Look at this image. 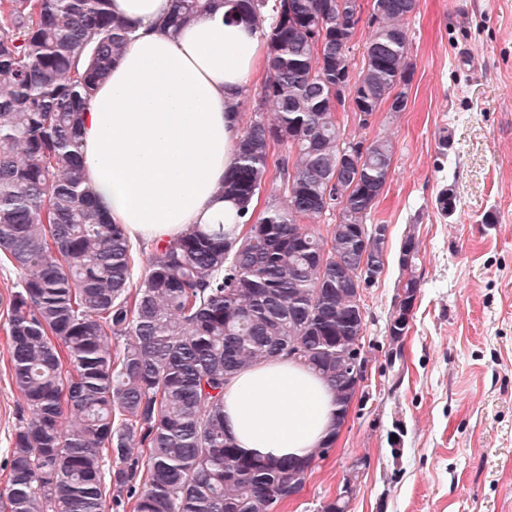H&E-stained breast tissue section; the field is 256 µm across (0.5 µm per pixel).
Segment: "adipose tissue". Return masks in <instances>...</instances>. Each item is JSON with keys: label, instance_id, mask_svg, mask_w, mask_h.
Segmentation results:
<instances>
[{"label": "adipose tissue", "instance_id": "obj_1", "mask_svg": "<svg viewBox=\"0 0 512 512\" xmlns=\"http://www.w3.org/2000/svg\"><path fill=\"white\" fill-rule=\"evenodd\" d=\"M172 0H112L136 32L84 114L85 174L101 211L151 243L198 224L234 223L224 172L236 159L240 104L266 58L259 29L230 20L220 0L170 35ZM333 390L280 358L238 374L224 389V430L246 455L302 457L326 441Z\"/></svg>", "mask_w": 512, "mask_h": 512}]
</instances>
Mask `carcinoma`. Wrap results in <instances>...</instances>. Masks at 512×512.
<instances>
[{
  "mask_svg": "<svg viewBox=\"0 0 512 512\" xmlns=\"http://www.w3.org/2000/svg\"><path fill=\"white\" fill-rule=\"evenodd\" d=\"M261 29L269 108L240 132L224 196L257 221L205 224L154 248L133 279L126 231L96 204L80 163L82 115L127 47L112 0H0V259L20 272L8 302V354L23 406L9 448L0 512H276L292 483L328 454L336 432L304 458L242 454L224 433V388L243 370L292 356L347 412L348 355L363 339L357 282L386 263L385 224H369L395 145L371 140L351 174L333 88L351 73L336 45L364 35L352 86L379 111L411 79L405 27L412 0H230ZM213 0H175L174 34ZM284 154L273 158L271 148ZM346 192L345 211L314 228ZM438 209L457 196L442 189ZM417 235L397 254L393 348L420 294ZM129 338L119 354L112 339Z\"/></svg>",
  "mask_w": 512,
  "mask_h": 512,
  "instance_id": "1",
  "label": "carcinoma"
}]
</instances>
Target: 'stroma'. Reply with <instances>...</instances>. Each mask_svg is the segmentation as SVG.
<instances>
[{
  "label": "stroma",
  "mask_w": 512,
  "mask_h": 512,
  "mask_svg": "<svg viewBox=\"0 0 512 512\" xmlns=\"http://www.w3.org/2000/svg\"><path fill=\"white\" fill-rule=\"evenodd\" d=\"M407 35L405 110H380L366 128L352 109L338 113L348 137L395 143L371 216L388 226L387 263L363 292L370 398L279 512H320L356 457L366 466L349 512H512V0H419ZM445 186L458 200L448 216L435 203ZM411 228L423 284L394 371L387 321ZM19 279L0 263V490L22 404L7 353V301Z\"/></svg>",
  "instance_id": "35a3bbf8"
}]
</instances>
